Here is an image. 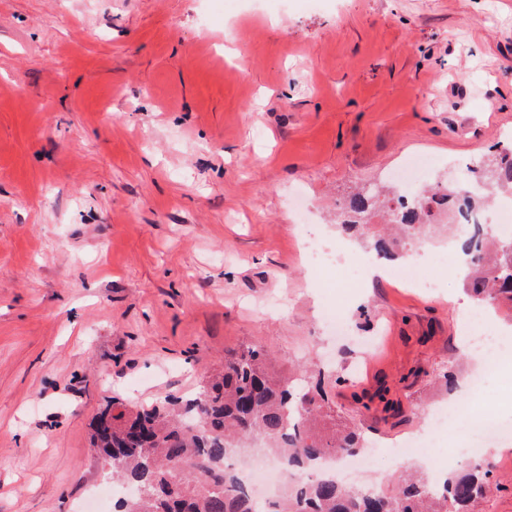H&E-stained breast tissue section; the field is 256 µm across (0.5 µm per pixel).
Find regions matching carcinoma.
<instances>
[{"instance_id": "cac0c4a2", "label": "carcinoma", "mask_w": 512, "mask_h": 512, "mask_svg": "<svg viewBox=\"0 0 512 512\" xmlns=\"http://www.w3.org/2000/svg\"><path fill=\"white\" fill-rule=\"evenodd\" d=\"M487 187L512 183V144L488 165L470 169L459 183L434 184L417 202L394 209L380 194L355 193L344 204L353 218L342 225L357 231L375 207L386 208L397 237L371 232L366 244L391 260L411 241L451 233L434 224V209L448 203L479 211L485 195H471L462 184ZM467 256L464 283L485 308L512 318V236H474L462 242ZM341 377L321 370L290 376L278 370L270 352L247 346L224 355V369L189 401L167 398L149 405L109 402L91 424V451L108 466L112 478L137 488L113 512H472L490 489L489 454L468 459L436 484L407 467L381 488L369 491L340 485L320 474L294 485L261 511L250 490L224 469V459L255 436L285 465L317 466L325 457H341L365 448L364 430L336 423L324 387Z\"/></svg>"}]
</instances>
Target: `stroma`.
Returning <instances> with one entry per match:
<instances>
[{
	"instance_id": "stroma-1",
	"label": "stroma",
	"mask_w": 512,
	"mask_h": 512,
	"mask_svg": "<svg viewBox=\"0 0 512 512\" xmlns=\"http://www.w3.org/2000/svg\"><path fill=\"white\" fill-rule=\"evenodd\" d=\"M507 133L512 0H0V512H78L106 401L195 397L248 343L331 364L366 483L394 476L476 306L434 264L431 295L352 289L336 339L302 241L412 156L450 180ZM381 387L399 414L357 412ZM491 457L478 512H512V438Z\"/></svg>"
}]
</instances>
